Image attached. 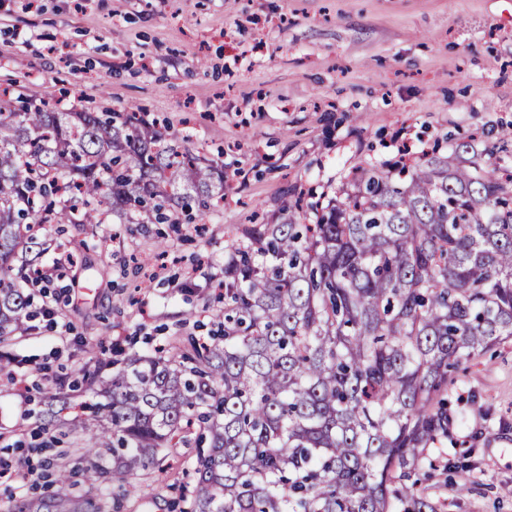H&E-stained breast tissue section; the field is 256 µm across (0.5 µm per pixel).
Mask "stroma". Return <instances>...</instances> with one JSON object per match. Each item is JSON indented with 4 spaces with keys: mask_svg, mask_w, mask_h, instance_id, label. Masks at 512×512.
<instances>
[{
    "mask_svg": "<svg viewBox=\"0 0 512 512\" xmlns=\"http://www.w3.org/2000/svg\"><path fill=\"white\" fill-rule=\"evenodd\" d=\"M0 88L165 117L224 161V201L201 224L40 230L37 315L0 345L15 357L0 374L3 512L58 461L37 449L44 407L28 392L121 349L215 334L224 249L251 213L274 224L299 199L315 223L356 168L473 135L512 166V0H0ZM447 399L455 424L423 493L437 512H512V340L460 372ZM193 455L167 450L132 496L115 478L77 491L119 512H170L194 485ZM456 464L472 491H457Z\"/></svg>",
    "mask_w": 512,
    "mask_h": 512,
    "instance_id": "1",
    "label": "stroma"
}]
</instances>
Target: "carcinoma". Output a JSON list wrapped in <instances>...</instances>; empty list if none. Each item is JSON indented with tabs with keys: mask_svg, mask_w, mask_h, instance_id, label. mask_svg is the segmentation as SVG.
<instances>
[{
	"mask_svg": "<svg viewBox=\"0 0 512 512\" xmlns=\"http://www.w3.org/2000/svg\"><path fill=\"white\" fill-rule=\"evenodd\" d=\"M0 93V344L26 330L36 238L52 223L180 224L224 200V163L138 112L11 108ZM426 153L360 168L314 224H255L224 255V334L132 352L83 384L84 466L7 512H108L168 448L199 450L180 512H434L412 472L453 420L441 396L464 364L512 339V169ZM20 266H15L16 261ZM44 429L70 428L59 384Z\"/></svg>",
	"mask_w": 512,
	"mask_h": 512,
	"instance_id": "1",
	"label": "carcinoma"
}]
</instances>
